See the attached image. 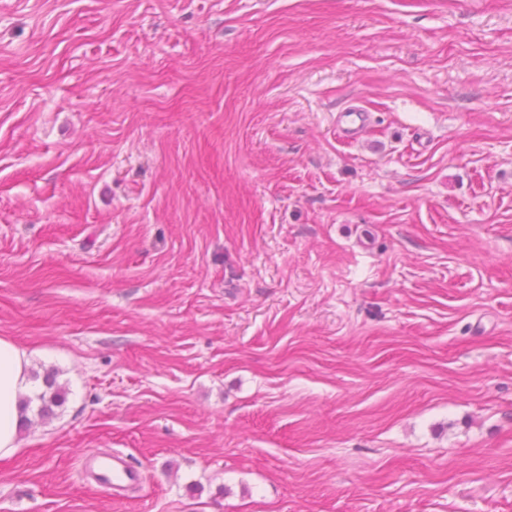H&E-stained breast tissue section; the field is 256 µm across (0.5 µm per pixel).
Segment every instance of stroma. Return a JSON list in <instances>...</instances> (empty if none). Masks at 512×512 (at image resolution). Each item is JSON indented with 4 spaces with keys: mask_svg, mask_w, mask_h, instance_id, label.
I'll return each mask as SVG.
<instances>
[{
    "mask_svg": "<svg viewBox=\"0 0 512 512\" xmlns=\"http://www.w3.org/2000/svg\"><path fill=\"white\" fill-rule=\"evenodd\" d=\"M0 337V512H512V0H0ZM29 365L25 350L0 338V458L10 457L19 449L21 397L35 389ZM44 388L35 395L37 413L47 417L55 413L54 409L63 406L66 401V392L57 382V374L49 371L44 376ZM96 481L115 493L140 483L141 470L120 453L100 454L95 458Z\"/></svg>",
    "mask_w": 512,
    "mask_h": 512,
    "instance_id": "35a3bbf8",
    "label": "stroma"
}]
</instances>
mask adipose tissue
I'll use <instances>...</instances> for the list:
<instances>
[{
	"mask_svg": "<svg viewBox=\"0 0 512 512\" xmlns=\"http://www.w3.org/2000/svg\"><path fill=\"white\" fill-rule=\"evenodd\" d=\"M29 365L25 350L0 338V458L12 456L19 449L21 398L35 388Z\"/></svg>",
	"mask_w": 512,
	"mask_h": 512,
	"instance_id": "1",
	"label": "adipose tissue"
}]
</instances>
